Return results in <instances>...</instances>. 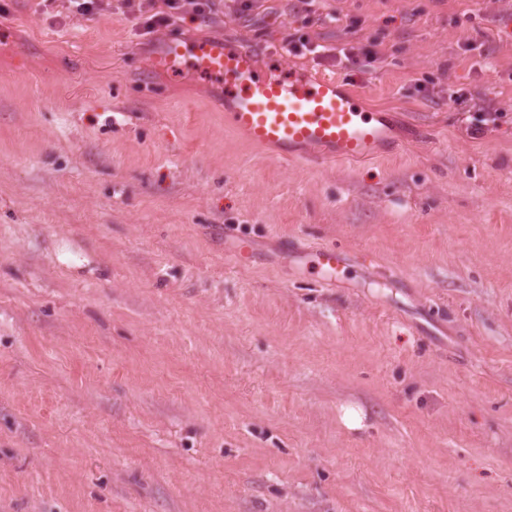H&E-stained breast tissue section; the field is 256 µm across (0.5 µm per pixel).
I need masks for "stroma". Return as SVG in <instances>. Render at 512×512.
I'll use <instances>...</instances> for the list:
<instances>
[{
  "label": "stroma",
  "instance_id": "stroma-1",
  "mask_svg": "<svg viewBox=\"0 0 512 512\" xmlns=\"http://www.w3.org/2000/svg\"><path fill=\"white\" fill-rule=\"evenodd\" d=\"M0 1V512H512V0L173 25L390 113L363 164L251 145L123 15ZM308 262L317 265L327 278L332 281L340 273V266L344 260L343 253L339 248L332 247L322 249L315 253L309 252L304 255Z\"/></svg>",
  "mask_w": 512,
  "mask_h": 512
}]
</instances>
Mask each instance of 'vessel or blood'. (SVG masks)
<instances>
[{"mask_svg": "<svg viewBox=\"0 0 512 512\" xmlns=\"http://www.w3.org/2000/svg\"><path fill=\"white\" fill-rule=\"evenodd\" d=\"M188 56L198 69L223 78L230 124L252 144L277 149L280 156L304 150L331 160L363 161L389 137L384 116L365 111L337 79L294 69L261 71L250 49L227 46L220 37H164L153 64L160 71L177 69ZM306 258L332 280L340 273L343 253L332 247Z\"/></svg>", "mask_w": 512, "mask_h": 512, "instance_id": "obj_1", "label": "vessel or blood"}]
</instances>
